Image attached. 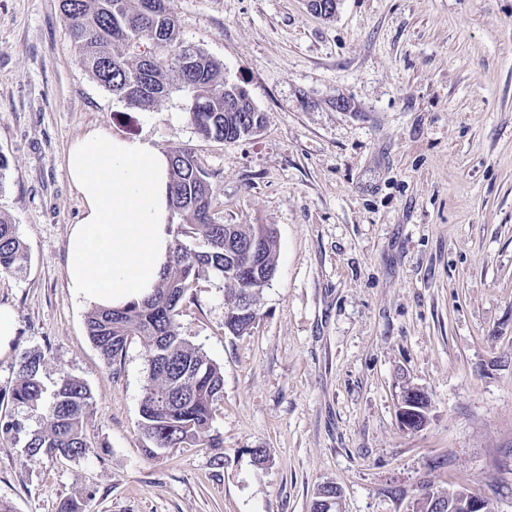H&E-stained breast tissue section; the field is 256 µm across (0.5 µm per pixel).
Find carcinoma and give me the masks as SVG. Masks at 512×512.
<instances>
[{"mask_svg":"<svg viewBox=\"0 0 512 512\" xmlns=\"http://www.w3.org/2000/svg\"><path fill=\"white\" fill-rule=\"evenodd\" d=\"M70 37L92 77L129 106L147 110L171 92L165 72L177 74L184 110L198 134L218 142H235L240 126L263 114L247 105L243 112L224 111L231 81L223 63L184 45L168 0H61ZM150 42V53L123 54L118 45L135 48ZM169 205L179 218L162 279L151 297L121 308L94 309L86 316L87 334L108 366L117 364L134 338L146 350L147 376L139 409L142 452L155 460L176 448H219L212 431L223 398L219 364L181 336L178 317L197 280L213 276L230 285L224 329L235 336L251 332L260 289L238 274L240 252L226 246V229L242 245L261 240L263 264L276 272L277 238L271 224L221 223L213 213L210 185L195 156L179 150L170 156ZM27 262L26 247L12 221L0 215V273H19ZM46 355L24 352L8 396H0V442L21 449L29 458L76 460L89 451L85 425L93 409L87 383L67 372L47 385ZM37 425H32V422Z\"/></svg>","mask_w":512,"mask_h":512,"instance_id":"obj_1","label":"carcinoma"}]
</instances>
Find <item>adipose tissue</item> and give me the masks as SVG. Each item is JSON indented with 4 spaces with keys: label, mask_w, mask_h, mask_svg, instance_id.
<instances>
[{
    "label": "adipose tissue",
    "mask_w": 512,
    "mask_h": 512,
    "mask_svg": "<svg viewBox=\"0 0 512 512\" xmlns=\"http://www.w3.org/2000/svg\"><path fill=\"white\" fill-rule=\"evenodd\" d=\"M168 170V157L142 138L94 129L72 143L66 172L84 203L67 236L75 299L115 308L155 288L173 242Z\"/></svg>",
    "instance_id": "1"
}]
</instances>
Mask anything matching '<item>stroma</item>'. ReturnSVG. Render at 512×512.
<instances>
[{"mask_svg": "<svg viewBox=\"0 0 512 512\" xmlns=\"http://www.w3.org/2000/svg\"><path fill=\"white\" fill-rule=\"evenodd\" d=\"M180 38L224 65L263 128L197 133L181 92L132 108L95 81L60 0H0V214L26 269L0 274L17 323L0 394L24 351L89 386L91 448L25 459L0 443L15 512H410L424 488H466L512 512V0H169ZM191 151L227 224H270L277 270L250 334L224 329L227 289L199 280L180 332L224 371L207 448L142 452L145 349L104 363L66 279L82 202L64 168L91 129ZM427 423L398 421L405 387ZM270 455L256 465L251 449Z\"/></svg>", "mask_w": 512, "mask_h": 512, "instance_id": "1", "label": "stroma"}]
</instances>
